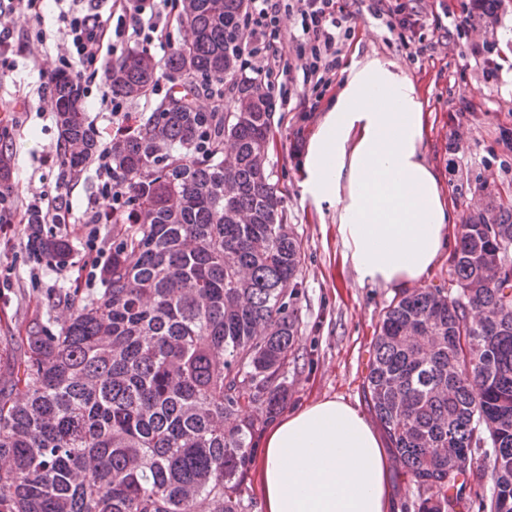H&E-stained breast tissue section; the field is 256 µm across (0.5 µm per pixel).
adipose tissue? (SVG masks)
I'll list each match as a JSON object with an SVG mask.
<instances>
[{"instance_id": "1", "label": "adipose tissue", "mask_w": 512, "mask_h": 512, "mask_svg": "<svg viewBox=\"0 0 512 512\" xmlns=\"http://www.w3.org/2000/svg\"><path fill=\"white\" fill-rule=\"evenodd\" d=\"M426 125L412 78L368 57L348 68L301 156L303 194L334 206L344 260L361 284H420L454 233L449 199L422 154ZM256 476L265 512H399L382 439L339 399L276 422Z\"/></svg>"}]
</instances>
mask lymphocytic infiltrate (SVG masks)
<instances>
[{
	"label": "lymphocytic infiltrate",
	"mask_w": 512,
	"mask_h": 512,
	"mask_svg": "<svg viewBox=\"0 0 512 512\" xmlns=\"http://www.w3.org/2000/svg\"><path fill=\"white\" fill-rule=\"evenodd\" d=\"M101 2L71 0L69 8L60 11L67 52L58 57L55 71L39 70L40 79L50 82L56 73L64 72L81 87H89L99 72L107 71L109 55L132 42L153 44L169 24V0H112L105 15L99 11ZM476 4L477 0H456L449 5L446 19L432 20L420 0H252L243 17L251 37V68L263 84L271 86L290 73L292 59H300L302 84L310 92L299 95L295 109L311 118L336 88L341 51L354 37L358 20L379 24L396 37L407 58L416 60L433 50L432 33L442 31L449 38H462L472 25ZM284 12L297 21L296 33L289 36L281 32L280 15ZM96 171L105 177L98 189L105 204L92 209L84 223H70L68 202L60 194L48 202L40 197L17 200L14 223L0 225V239L8 245L15 237L16 224L28 223L33 215L51 219L64 226L67 236L83 240L81 259L68 272L69 287L77 294L103 277L112 263L99 243V225L111 223L113 212L120 209L128 218L136 216L129 190L106 179L111 172L107 151H100Z\"/></svg>",
	"instance_id": "1"
}]
</instances>
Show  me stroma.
Listing matches in <instances>:
<instances>
[{"instance_id":"1","label":"stroma","mask_w":512,"mask_h":512,"mask_svg":"<svg viewBox=\"0 0 512 512\" xmlns=\"http://www.w3.org/2000/svg\"><path fill=\"white\" fill-rule=\"evenodd\" d=\"M58 13L54 0H48L44 22L21 9L0 18L21 47L0 66V96L20 91L28 100L27 111L11 131L13 150L6 158L7 184L25 198L42 194L50 199L58 193L60 163L54 155L60 139L54 104L32 68L36 62L47 69L55 65L62 45ZM40 29L46 32L42 42L35 37ZM511 32L512 0H504L495 22H477L460 45L440 42L429 58L407 59L404 51L386 43L382 28L364 21L358 22L354 38L342 50L344 64L378 56L411 76L428 114L423 154L437 170L459 225L492 197L512 199V68L504 67L498 79L490 80L472 65L473 47L501 45ZM283 89L284 97L275 101L268 168L301 246L296 301L300 335L297 358L288 366L287 408L337 398L366 414L370 407L363 383L373 338L399 291L360 284L343 260L334 209H316L304 197L295 136L298 115L288 109L289 100L303 91L300 70H293ZM4 280L12 283L0 295V351L5 353L33 320L62 321L70 290L64 272L30 259L19 235L11 248L0 247V282Z\"/></svg>"}]
</instances>
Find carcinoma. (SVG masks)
<instances>
[{
    "label": "carcinoma",
    "mask_w": 512,
    "mask_h": 512,
    "mask_svg": "<svg viewBox=\"0 0 512 512\" xmlns=\"http://www.w3.org/2000/svg\"><path fill=\"white\" fill-rule=\"evenodd\" d=\"M249 0H183L181 77L132 133L112 139V178L134 224L112 219L106 288L19 341L0 384V512H241L250 450L288 401L299 336L300 243L266 160L273 100L238 66ZM159 63L128 53L109 73L124 99ZM224 83L225 111L191 86ZM61 177L94 162L82 88L50 91ZM30 258L68 252L27 225ZM512 205L463 225L443 285L404 292L372 344L365 397L396 463L425 496L417 512H512Z\"/></svg>",
    "instance_id": "1"
}]
</instances>
